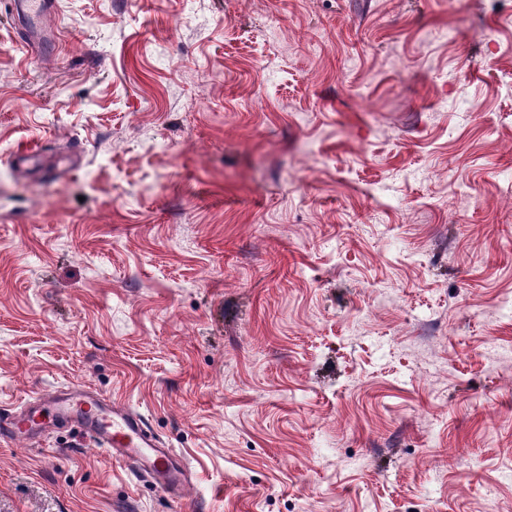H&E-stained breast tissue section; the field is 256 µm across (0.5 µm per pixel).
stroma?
Returning a JSON list of instances; mask_svg holds the SVG:
<instances>
[{
    "instance_id": "35a3bbf8",
    "label": "stroma",
    "mask_w": 512,
    "mask_h": 512,
    "mask_svg": "<svg viewBox=\"0 0 512 512\" xmlns=\"http://www.w3.org/2000/svg\"><path fill=\"white\" fill-rule=\"evenodd\" d=\"M52 24L31 52L0 11V414L102 393L186 480L47 406L0 437V512H512V0ZM40 426V415L37 411H33L28 408L8 417L4 426L0 429V433L2 435L7 433L11 437L22 434L29 435Z\"/></svg>"
}]
</instances>
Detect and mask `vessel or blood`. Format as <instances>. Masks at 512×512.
Returning <instances> with one entry per match:
<instances>
[{
    "label": "vessel or blood",
    "instance_id": "b4317fda",
    "mask_svg": "<svg viewBox=\"0 0 512 512\" xmlns=\"http://www.w3.org/2000/svg\"><path fill=\"white\" fill-rule=\"evenodd\" d=\"M6 5L11 17L24 21L37 35L54 3L53 0H6ZM51 399L57 415L78 423L109 457L138 462L158 484L173 485L179 481L181 471L169 449L164 448L159 438L130 409L109 405L102 395L75 388L65 393H52ZM40 425L38 412L24 409L8 417L0 430L15 437L30 434Z\"/></svg>",
    "mask_w": 512,
    "mask_h": 512
}]
</instances>
